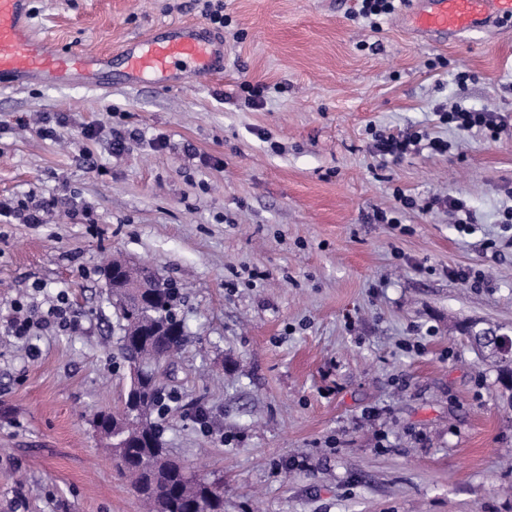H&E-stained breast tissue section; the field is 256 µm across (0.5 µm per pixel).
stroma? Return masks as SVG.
I'll use <instances>...</instances> for the list:
<instances>
[{"label":"stroma","instance_id":"35a3bbf8","mask_svg":"<svg viewBox=\"0 0 512 512\" xmlns=\"http://www.w3.org/2000/svg\"><path fill=\"white\" fill-rule=\"evenodd\" d=\"M29 2L37 34L84 53L202 20L197 0ZM223 3L222 76L0 84V199L56 200L45 223H0V512H143L91 426L129 383L115 257L187 292L160 423L224 512H512V393L466 332H512V125L436 115L512 113V23L435 42L395 15L362 26L356 0ZM131 129L113 153L109 131ZM407 129L448 151L376 155ZM61 290L78 329L7 327ZM439 121L443 124L453 126L460 131H470L473 128H484L494 133L498 128L508 125L509 116L498 114L492 115V112H484L464 108L456 105L450 110L436 112Z\"/></svg>","mask_w":512,"mask_h":512}]
</instances>
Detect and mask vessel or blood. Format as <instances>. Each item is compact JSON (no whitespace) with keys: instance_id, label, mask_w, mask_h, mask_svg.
<instances>
[{"instance_id":"obj_1","label":"vessel or blood","mask_w":512,"mask_h":512,"mask_svg":"<svg viewBox=\"0 0 512 512\" xmlns=\"http://www.w3.org/2000/svg\"><path fill=\"white\" fill-rule=\"evenodd\" d=\"M410 2L409 13L420 31L452 39L512 23V0H430L425 8L420 7V0ZM27 19L28 0H0V77L17 83L84 78L107 84L117 64L131 83L159 76L179 83L224 71L219 42L196 23H180L124 45L116 63L108 54L59 50L51 41L34 36Z\"/></svg>"}]
</instances>
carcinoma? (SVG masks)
Segmentation results:
<instances>
[{"label": "carcinoma", "mask_w": 512, "mask_h": 512, "mask_svg": "<svg viewBox=\"0 0 512 512\" xmlns=\"http://www.w3.org/2000/svg\"><path fill=\"white\" fill-rule=\"evenodd\" d=\"M112 265L127 278L151 284L145 289L150 294L147 308L129 309L120 295L112 298V305L119 336L126 340L119 350L125 360L138 363L143 370L141 402L165 411L169 405L165 403L161 367L188 339L185 329L172 326L177 318L178 291L148 266L122 260H114ZM112 466L130 480L149 512H224V492L173 458L164 446L161 429L148 421L134 422L130 446L115 450Z\"/></svg>", "instance_id": "cac0c4a2"}]
</instances>
